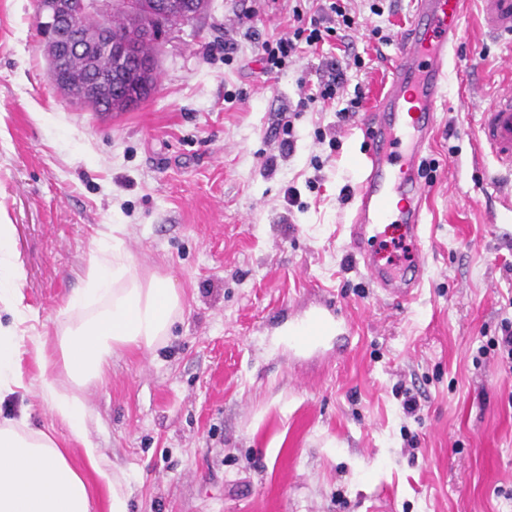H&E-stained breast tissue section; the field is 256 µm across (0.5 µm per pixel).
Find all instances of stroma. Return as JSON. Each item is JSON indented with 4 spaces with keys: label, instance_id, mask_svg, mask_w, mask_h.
<instances>
[{
    "label": "stroma",
    "instance_id": "1",
    "mask_svg": "<svg viewBox=\"0 0 512 512\" xmlns=\"http://www.w3.org/2000/svg\"><path fill=\"white\" fill-rule=\"evenodd\" d=\"M391 2L376 16L352 0L361 65L335 105H312L288 135L277 118L300 85L316 88L321 62L261 70L291 0H209L171 33L154 93L108 114L51 84L34 0H0V220L16 228L37 332L54 334L113 225L141 275L184 290L171 336L149 353L116 350L103 381L78 392L129 512H512V374L495 345L512 320V212L499 201L512 180H497L478 134L512 83V37L484 38L480 0H463L421 169L427 271L418 299L397 304L363 277L347 233L358 124L396 49L370 31L397 36L414 12ZM328 303L345 341L273 346L283 323ZM406 388L420 399L413 415ZM23 414L54 431L94 512H108L101 472L36 389L0 400V415Z\"/></svg>",
    "mask_w": 512,
    "mask_h": 512
}]
</instances>
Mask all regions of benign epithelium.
Wrapping results in <instances>:
<instances>
[{
	"mask_svg": "<svg viewBox=\"0 0 512 512\" xmlns=\"http://www.w3.org/2000/svg\"><path fill=\"white\" fill-rule=\"evenodd\" d=\"M203 0H37V17L43 32L42 43L48 51V73H60L63 59L71 53L85 51L83 41L73 34L74 26L86 15H109L120 10L139 20L138 28L121 38L112 37V29L99 23L94 39L100 50L112 55L120 68L134 67L141 80L125 91L129 109L137 107L145 93L153 92L159 59H143L138 53L139 43L150 41L162 46L173 28L189 26L202 13ZM112 76L95 75L76 89L78 98L87 103L103 104L112 100Z\"/></svg>",
	"mask_w": 512,
	"mask_h": 512,
	"instance_id": "7a95c632",
	"label": "benign epithelium"
}]
</instances>
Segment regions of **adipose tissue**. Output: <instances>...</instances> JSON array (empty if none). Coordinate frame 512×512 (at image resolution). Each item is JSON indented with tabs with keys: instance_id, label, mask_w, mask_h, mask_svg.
<instances>
[{
	"instance_id": "obj_1",
	"label": "adipose tissue",
	"mask_w": 512,
	"mask_h": 512,
	"mask_svg": "<svg viewBox=\"0 0 512 512\" xmlns=\"http://www.w3.org/2000/svg\"><path fill=\"white\" fill-rule=\"evenodd\" d=\"M25 270L15 228L0 224V304L11 321L0 323V398L25 389L20 371L23 348L32 347L40 366L39 396L84 445L92 468L97 448L88 440L85 405L53 376L61 366L69 381L83 388L101 381L119 348L151 351L168 336L183 311V292L168 278L140 275L120 244H103L86 287L69 298V318L57 325L58 356L45 353L46 341L31 324L25 303ZM83 475L71 464L52 433L30 430L25 417H0V512H91Z\"/></svg>"
}]
</instances>
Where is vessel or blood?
I'll return each instance as SVG.
<instances>
[{
    "label": "vessel or blood",
    "mask_w": 512,
    "mask_h": 512,
    "mask_svg": "<svg viewBox=\"0 0 512 512\" xmlns=\"http://www.w3.org/2000/svg\"><path fill=\"white\" fill-rule=\"evenodd\" d=\"M483 2L484 33L512 35V0ZM414 5L391 60L389 78L360 123L366 150L354 163L359 177L348 226L351 254L364 277L386 298L404 304L417 299L423 284L428 204L419 171L462 34V0H415ZM480 132L498 166L512 175L511 92L482 112ZM379 224L396 225L399 238L410 247L412 258L403 268L380 263L369 250V234ZM325 322L345 325L332 308H322L306 316L299 330L289 335L290 345L299 351L321 346L327 340L321 328Z\"/></svg>",
    "instance_id": "obj_1"
}]
</instances>
